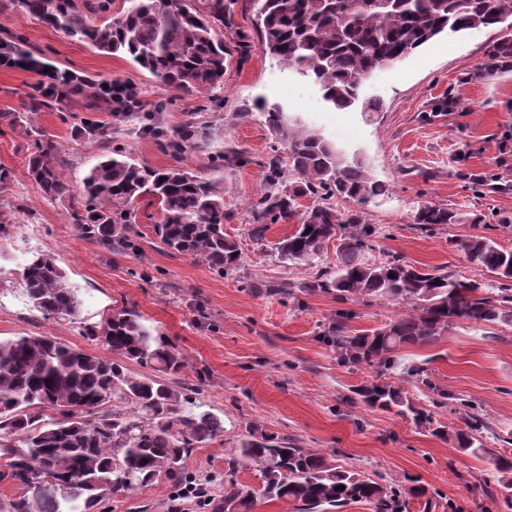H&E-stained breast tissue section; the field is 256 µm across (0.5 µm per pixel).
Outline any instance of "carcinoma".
Listing matches in <instances>:
<instances>
[{
  "instance_id": "cac0c4a2",
  "label": "carcinoma",
  "mask_w": 512,
  "mask_h": 512,
  "mask_svg": "<svg viewBox=\"0 0 512 512\" xmlns=\"http://www.w3.org/2000/svg\"><path fill=\"white\" fill-rule=\"evenodd\" d=\"M114 15L112 0H14L22 13L66 37L110 55L122 54L165 85L186 93H212L224 85V30L237 42L249 36L235 27V0H124ZM262 53L319 85L323 100L337 111H380L362 97L364 82L441 35L501 26L489 57L512 55V0H257ZM0 54L12 65L45 74L49 83L34 89L25 116L87 93L98 109L124 121L140 103L120 111L98 94V83L41 61L0 39ZM49 72H44V69ZM264 124L287 149L288 169L274 153L266 158L265 189L249 212L248 236L262 241L269 225L295 222V230L274 244L275 255L316 269L305 283L309 294L336 299L398 301L406 310L383 326L351 333L341 313L324 339L349 366H379L392 374L406 346L448 338L461 322L482 329L512 328V250L474 235L449 240L466 260L500 284L489 288L459 279L446 268L415 266L396 254L370 256L377 233L366 207L388 194L365 160L327 140L278 104L257 106ZM37 135L28 174L44 197L70 203L68 215L80 237L110 250L135 255L140 231L136 201L158 200L153 225L171 252L201 259L226 274L242 261L236 239L224 234V183L178 167L152 168L135 162L121 147L107 150L80 184L60 172L54 141ZM208 139L203 128L184 127L164 147L180 152ZM347 205L339 210L338 203ZM461 213L423 204L413 223L425 230L461 223ZM336 264L322 266L331 240ZM30 308L47 319L74 320L77 290L50 253H34L21 269ZM111 356L91 354L55 336L20 334L0 339V480L28 494L11 503L13 512H98L115 493L132 494L161 477L180 481L193 449L224 436V420L202 409L168 376L187 367L185 354L143 323L135 310L116 308L98 326L84 330ZM138 365L154 371L141 374ZM368 407L411 417L433 426L432 413L390 382H365L352 389ZM54 413L43 419L44 410ZM453 436L455 447L484 460L497 473L485 491L512 510V458L482 447L484 427L475 412ZM257 472L259 486L238 481L240 465ZM426 494L419 481L375 478L336 464L317 448H302L253 428L224 458V494L210 500L211 512H254L258 500L288 501L296 512H331L367 503L374 512H408L410 500Z\"/></svg>"
}]
</instances>
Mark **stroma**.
Listing matches in <instances>:
<instances>
[{
    "instance_id": "1",
    "label": "stroma",
    "mask_w": 512,
    "mask_h": 512,
    "mask_svg": "<svg viewBox=\"0 0 512 512\" xmlns=\"http://www.w3.org/2000/svg\"><path fill=\"white\" fill-rule=\"evenodd\" d=\"M256 19L255 0H237L235 21L249 41L243 47L228 40L224 84L207 99L179 93L129 58L66 38L16 10L12 0H0V28L18 35L24 49L80 76L133 84L146 107L164 105L154 131L113 123L110 113L94 111L84 95L38 112L34 124L55 141L66 176L80 182L102 155L101 143L77 133L82 121L101 123L113 144L138 163L178 166L223 181L224 207L232 214L224 231L238 241L243 256L235 271L223 275L200 259L167 252L153 231L158 203L148 196L135 206L143 236L138 255H120L80 238L66 204L43 197L27 173L33 137L7 120L25 112L29 93L43 77L0 66V170L7 174L0 206L16 223L0 238V338L51 334L98 354L101 346L83 336V327L103 323L113 309H134L187 355V367L173 382L189 386L197 402L224 420L223 437L194 449L188 461L192 475L223 476L225 454L255 426L321 449L347 468L397 479L413 476L440 492L428 509L411 501L410 512H444L448 500L458 512H512L482 494L486 462L455 448L451 435L463 421L453 407L434 411L448 432L440 438L394 413L353 402V386L376 380L377 369L345 366L321 334L337 311L351 313V328L369 329L400 314L402 304L307 294L303 286L312 268L272 256V244L291 233V225H270L261 242L247 234V207L260 196L262 164L275 145L255 109L261 100L278 102L328 139L360 151L374 178L389 187L388 197L367 209L368 222L383 229L373 241V257L397 253L419 266H446L459 276L489 281V274L454 252L448 240L479 234L512 250V160L501 162L499 154L503 135H512V68L491 77L484 73L496 30L440 38L374 73L362 95L381 101L382 111L337 112L312 79L261 52ZM186 124L208 129L209 141L180 155L160 148L161 135H174ZM232 151L242 153L244 163H214V156ZM423 203L453 208L462 221L419 229L413 215ZM33 252L53 254L77 288L82 306L76 322L44 318L25 304L17 270ZM269 281L289 283L292 295L266 294L262 286ZM402 355L404 364L425 368L449 397L474 401L486 424L482 444L512 454V329L491 333L464 322L447 340L409 346ZM173 493L161 479L137 493L111 496L102 509L172 512Z\"/></svg>"
}]
</instances>
